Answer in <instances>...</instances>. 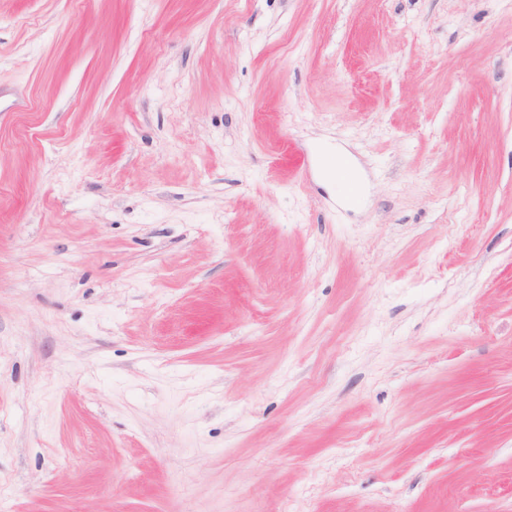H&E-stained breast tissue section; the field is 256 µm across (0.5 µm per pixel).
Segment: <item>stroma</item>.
Here are the masks:
<instances>
[{
    "mask_svg": "<svg viewBox=\"0 0 512 512\" xmlns=\"http://www.w3.org/2000/svg\"><path fill=\"white\" fill-rule=\"evenodd\" d=\"M0 512H512V0H0Z\"/></svg>",
    "mask_w": 512,
    "mask_h": 512,
    "instance_id": "stroma-1",
    "label": "stroma"
}]
</instances>
